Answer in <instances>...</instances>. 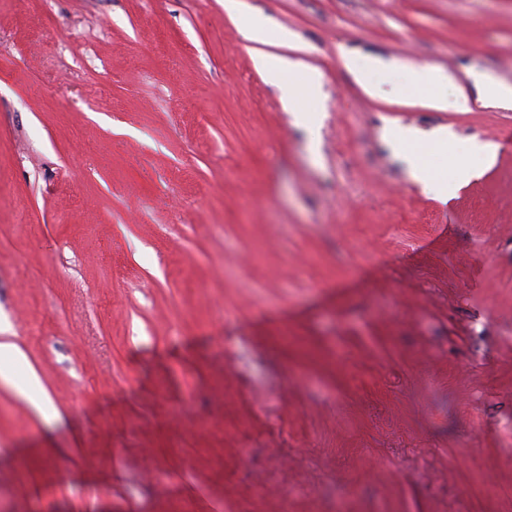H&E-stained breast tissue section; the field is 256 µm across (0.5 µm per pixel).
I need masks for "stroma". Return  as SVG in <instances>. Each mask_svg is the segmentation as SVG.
Segmentation results:
<instances>
[{
  "label": "stroma",
  "instance_id": "obj_1",
  "mask_svg": "<svg viewBox=\"0 0 512 512\" xmlns=\"http://www.w3.org/2000/svg\"><path fill=\"white\" fill-rule=\"evenodd\" d=\"M244 2L311 128L224 0H0V512H512V108L341 58L512 84V0ZM224 9L230 15L244 18L242 38L249 44L247 49L256 67L281 91L286 111L293 112L296 118L299 114H307L310 101L318 98L322 82L320 71L301 59L258 49L255 45L270 44L276 39L290 49L295 40L287 31L278 32L276 38L267 19L260 14L247 12L241 0H225ZM342 59L356 83L368 95H373L374 93L373 79L376 73L390 66L389 63H385L372 56H354L344 53ZM411 75L419 101L432 109H443L446 102L442 91L454 86L455 106L461 112L470 111L474 103L466 88L446 69L432 64L402 63L400 64ZM385 139L398 149L411 153L409 166L410 177L427 188H434L441 196L448 195L451 185L448 180L438 179L431 175L422 151L424 146L437 145L448 150V133L444 129L421 132L398 126H388L384 132ZM499 145L489 141H472L469 152L478 160L479 166L471 170L472 173L489 168L495 161ZM23 358V352L11 341L10 336H0V374L6 383L11 381L8 373Z\"/></svg>",
  "mask_w": 512,
  "mask_h": 512
}]
</instances>
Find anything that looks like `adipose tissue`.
Here are the masks:
<instances>
[{"instance_id":"ef3b65f1","label":"adipose tissue","mask_w":512,"mask_h":512,"mask_svg":"<svg viewBox=\"0 0 512 512\" xmlns=\"http://www.w3.org/2000/svg\"><path fill=\"white\" fill-rule=\"evenodd\" d=\"M224 9L231 15L243 17L241 28L243 40L248 43L257 68L267 79L279 88L286 111L307 113L311 100L317 98L322 76L319 70L301 59L282 54L264 52L263 47L272 42L293 45V37L285 31L273 32L267 19L257 13L247 12L243 0H224ZM412 78L420 102L432 109L445 108L444 89L455 87V106L462 112L470 111L473 100L464 86L446 69L432 64L407 63L404 66ZM386 140L394 147L409 151L411 178L425 187L434 189L440 195H447L446 180L431 175L423 149L428 145L447 147L448 133L443 129L421 132L398 126L387 127Z\"/></svg>"}]
</instances>
